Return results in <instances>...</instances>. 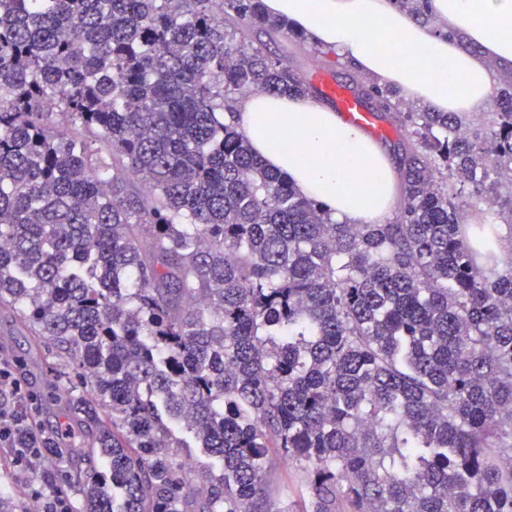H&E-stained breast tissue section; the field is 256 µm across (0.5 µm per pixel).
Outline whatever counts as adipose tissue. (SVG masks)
Returning <instances> with one entry per match:
<instances>
[{
  "label": "adipose tissue",
  "mask_w": 512,
  "mask_h": 512,
  "mask_svg": "<svg viewBox=\"0 0 512 512\" xmlns=\"http://www.w3.org/2000/svg\"><path fill=\"white\" fill-rule=\"evenodd\" d=\"M317 45L374 83L436 112L488 111L491 64L512 70V0H429L414 17L394 0H263ZM255 155L299 196L337 220L380 224L402 195L392 157L365 130L312 95L255 92L235 107Z\"/></svg>",
  "instance_id": "ef3b65f1"
}]
</instances>
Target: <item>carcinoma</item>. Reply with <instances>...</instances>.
<instances>
[{
	"label": "carcinoma",
	"instance_id": "carcinoma-1",
	"mask_svg": "<svg viewBox=\"0 0 512 512\" xmlns=\"http://www.w3.org/2000/svg\"><path fill=\"white\" fill-rule=\"evenodd\" d=\"M263 0H0V307L80 443L82 512H512V91L490 119L353 95L404 143L393 224L298 196L235 96L312 86ZM208 457L184 477L190 443ZM18 448H58L28 420ZM271 475L275 480L280 481V483L288 481V500L282 496H279L277 500V504L280 506L281 510H287L288 512L294 511V500L297 499L299 494V488L297 487V479L293 473V469L286 467L284 463L280 459H276L274 461Z\"/></svg>",
	"mask_w": 512,
	"mask_h": 512
}]
</instances>
